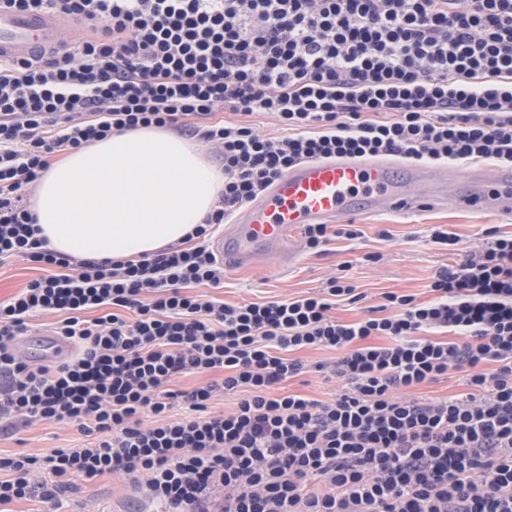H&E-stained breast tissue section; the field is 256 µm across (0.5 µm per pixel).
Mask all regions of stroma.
I'll return each mask as SVG.
<instances>
[{"label": "stroma", "instance_id": "stroma-1", "mask_svg": "<svg viewBox=\"0 0 512 512\" xmlns=\"http://www.w3.org/2000/svg\"><path fill=\"white\" fill-rule=\"evenodd\" d=\"M352 224L362 232L360 239L331 238L318 251L299 249L277 270L267 271L263 259L254 265L224 275L220 288L200 286L198 294L228 304L282 299L320 288L325 278L346 265L347 276L368 295L398 290L429 299L428 286L435 273L453 264L446 246L432 242L434 227L447 226L456 233L461 248L479 245L489 228L512 232V210L483 212L459 207H425L411 212L386 211L353 216ZM368 253L380 259L365 261ZM82 439L76 426L65 422L41 421L15 435L0 439L2 454L48 456L58 448L75 446ZM135 492L129 478L106 474L92 480H76L60 512H130Z\"/></svg>", "mask_w": 512, "mask_h": 512}]
</instances>
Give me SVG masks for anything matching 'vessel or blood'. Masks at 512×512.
Instances as JSON below:
<instances>
[{"label": "vessel or blood", "instance_id": "vessel-or-blood-1", "mask_svg": "<svg viewBox=\"0 0 512 512\" xmlns=\"http://www.w3.org/2000/svg\"><path fill=\"white\" fill-rule=\"evenodd\" d=\"M68 26L52 12L0 7V59L36 60L59 47ZM440 204L512 208V168H454L432 175L407 161L336 157L303 162L247 204L213 249L225 270L251 266L256 257L283 255L295 234L311 224L375 210L409 211Z\"/></svg>", "mask_w": 512, "mask_h": 512}]
</instances>
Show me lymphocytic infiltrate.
<instances>
[{
  "label": "lymphocytic infiltrate",
  "mask_w": 512,
  "mask_h": 512,
  "mask_svg": "<svg viewBox=\"0 0 512 512\" xmlns=\"http://www.w3.org/2000/svg\"><path fill=\"white\" fill-rule=\"evenodd\" d=\"M85 27L37 62L0 61V262L51 267L0 303V434L68 421L83 439L0 456V505L59 508L73 478L133 479L154 512H512V234L439 270L431 300L363 295L345 277L285 300L197 295L233 208L308 160L399 155L512 166V0H6ZM240 120L221 119L224 110ZM278 121L271 136L249 123ZM212 150L224 190L194 242L132 260L44 248L26 203L59 156L139 127ZM101 316L87 319L84 311ZM58 315L73 355L15 349ZM333 398L282 393L301 355ZM221 372L218 380L210 372ZM464 392L420 399L450 372ZM186 374L190 390H172ZM234 394L228 410L213 412Z\"/></svg>",
  "instance_id": "obj_1"
}]
</instances>
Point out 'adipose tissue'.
<instances>
[{
  "instance_id": "1",
  "label": "adipose tissue",
  "mask_w": 512,
  "mask_h": 512,
  "mask_svg": "<svg viewBox=\"0 0 512 512\" xmlns=\"http://www.w3.org/2000/svg\"><path fill=\"white\" fill-rule=\"evenodd\" d=\"M224 173L163 128L112 134L54 164L29 203L46 249L138 259L187 241L215 208Z\"/></svg>"
}]
</instances>
